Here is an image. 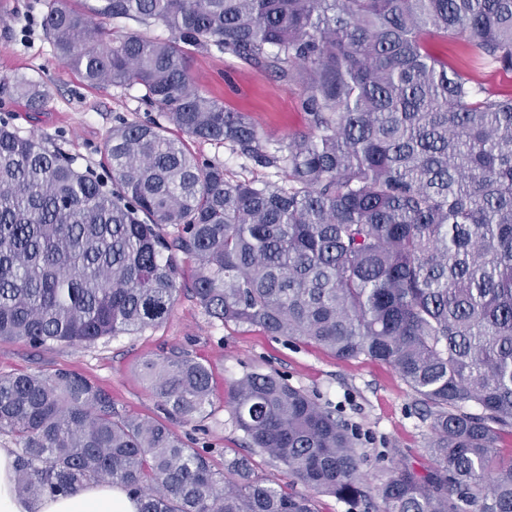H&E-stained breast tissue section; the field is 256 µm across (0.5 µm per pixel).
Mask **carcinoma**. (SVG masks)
<instances>
[{
	"label": "carcinoma",
	"mask_w": 512,
	"mask_h": 512,
	"mask_svg": "<svg viewBox=\"0 0 512 512\" xmlns=\"http://www.w3.org/2000/svg\"><path fill=\"white\" fill-rule=\"evenodd\" d=\"M106 20L169 36H116ZM43 28L87 83L141 89L162 121L112 128L109 186L0 127V339L82 346L154 327L192 264L212 319L392 366L429 422V465L369 485L348 425L273 371L235 380L229 400L289 490L249 455L213 469L79 373L0 374L17 494L99 483L139 512H316L320 494L354 512H512V455L497 448L512 436V96L472 74L512 71V0H48ZM430 36L463 42L471 68L435 57ZM213 46L299 86L307 131L265 136L203 93L190 58ZM10 83L41 109L40 83ZM189 140L282 167L284 183L229 180ZM144 370L176 422L204 421L209 366L179 352ZM255 461V473L269 481L280 484H286L285 468L279 461L268 457L267 455H252Z\"/></svg>",
	"instance_id": "cac0c4a2"
}]
</instances>
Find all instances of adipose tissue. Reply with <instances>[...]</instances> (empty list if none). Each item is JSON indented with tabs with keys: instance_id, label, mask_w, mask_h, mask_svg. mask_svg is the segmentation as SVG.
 <instances>
[{
	"instance_id": "ef3b65f1",
	"label": "adipose tissue",
	"mask_w": 512,
	"mask_h": 512,
	"mask_svg": "<svg viewBox=\"0 0 512 512\" xmlns=\"http://www.w3.org/2000/svg\"><path fill=\"white\" fill-rule=\"evenodd\" d=\"M0 512H139V504L121 486L95 483L74 495L21 498L15 491V457L11 449L0 448Z\"/></svg>"
}]
</instances>
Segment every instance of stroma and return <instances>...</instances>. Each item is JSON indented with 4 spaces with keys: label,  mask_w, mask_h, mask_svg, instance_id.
<instances>
[{
    "label": "stroma",
    "mask_w": 512,
    "mask_h": 512,
    "mask_svg": "<svg viewBox=\"0 0 512 512\" xmlns=\"http://www.w3.org/2000/svg\"><path fill=\"white\" fill-rule=\"evenodd\" d=\"M46 10V0H8L7 8H0V124L24 135L35 134L108 178L102 156L113 126L145 121L157 112L140 100L137 90L89 86L60 62L43 31ZM191 67L200 90L223 100L233 111L247 113L263 132L282 138L306 130L300 87L217 49L193 54ZM16 74L43 85L46 97L41 112L29 111L6 87V80ZM189 149L201 161L222 164L234 180L274 175L221 145L193 142ZM179 283L168 319L136 334L106 337L79 348L64 344L37 348L21 339H0V374L72 370L109 389L120 412L158 418L162 412L143 375L144 360L173 351L198 357L212 370L209 417L202 427L182 425L178 432L191 447L207 448L214 469L220 470L225 455L244 449L243 434L228 402L231 382L252 371L274 369L320 404L335 409L357 432L369 483L388 478L390 460L426 464L428 424L392 368L364 356L343 362L314 344L268 336L254 326L221 325L193 298L190 275L180 276Z\"/></svg>",
    "instance_id": "1"
}]
</instances>
